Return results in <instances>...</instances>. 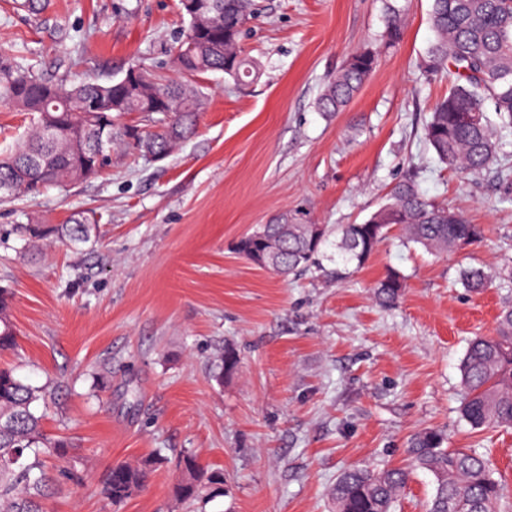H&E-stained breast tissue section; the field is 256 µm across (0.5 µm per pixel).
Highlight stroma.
<instances>
[{"instance_id": "35a3bbf8", "label": "stroma", "mask_w": 512, "mask_h": 512, "mask_svg": "<svg viewBox=\"0 0 512 512\" xmlns=\"http://www.w3.org/2000/svg\"><path fill=\"white\" fill-rule=\"evenodd\" d=\"M398 9L402 38L385 44ZM243 40L260 70L201 81L195 134L168 158L112 155L104 173L0 205V288L11 298L14 349L0 367L52 387L45 433L68 442L47 512H186L171 496L178 457L222 472L204 512H332L347 467L406 463L411 435L438 428L448 445L484 454L512 512V428L472 432L461 418L467 343L494 335L512 305V127L481 174L437 164L423 139L450 82L419 65L432 39L431 0H259ZM185 26L179 0H42L37 12L0 0V45L40 71L111 80L127 63L158 65ZM378 64L344 112H318L329 78L351 53ZM416 173L437 204L483 225L479 244L431 254L392 231L341 281L310 271L283 278L234 243L276 215L317 224L363 222ZM84 211L96 238L29 246L19 224L57 225ZM493 274L466 288L465 270ZM407 288L393 307L372 289L389 269ZM237 370L220 376L216 355ZM161 462L119 505L101 494L119 461Z\"/></svg>"}]
</instances>
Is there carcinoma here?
<instances>
[{"label": "carcinoma", "instance_id": "obj_1", "mask_svg": "<svg viewBox=\"0 0 512 512\" xmlns=\"http://www.w3.org/2000/svg\"><path fill=\"white\" fill-rule=\"evenodd\" d=\"M208 2L219 15L218 23L200 33L196 22L188 21L168 51L167 66L174 78L136 64L147 78L143 87L75 81L65 74L47 76L13 46L0 45V104L32 116L23 138L0 154V204L98 175L85 165L84 148L99 131L98 113L85 109L89 102L118 99L115 116L119 117L147 111L146 92L161 93L163 108L148 116L151 129L132 136L127 125L114 122L112 147L166 157L195 131L204 105L201 78L210 72L238 81L257 75L255 62L241 46L245 24L258 14L255 0ZM430 25L433 39L421 70L427 77L446 74L453 81L425 123V141L448 168L479 174L494 161L499 147L485 103L492 102L503 127H512V0H432ZM377 63L371 49L352 53L319 96V111L329 115L342 111ZM395 227L402 231L404 243L430 253L475 244L483 235L480 225L429 200L410 175L392 187L368 219L336 226L334 242L329 241L325 224L285 227L278 217L241 238L237 252L280 275L314 269L340 281L361 268ZM20 229L29 240L51 232L63 245L74 247L91 239L95 224L93 218L76 213L49 232L36 224H23ZM325 260L335 267L324 266ZM490 280L481 268L464 273L468 288H482ZM403 288L401 274L390 270L375 285L374 298L382 306H392ZM7 307V293L0 289V350L16 347ZM460 371L459 412L471 429L484 432L512 426V307L500 313L496 335L471 340ZM49 397L45 387L0 369V512H44L50 485L46 459L66 453L63 442L47 437L41 426L39 408ZM408 452L406 468L343 470L331 491L335 512H393L415 470L434 477L435 493L427 512H499L501 487L483 456L448 447L445 434L434 429L415 434ZM154 464L156 459L150 457L112 465L102 483L104 498L118 504L144 490ZM179 471L172 493L181 502L196 501L203 489L221 483V477L191 453L182 456Z\"/></svg>", "mask_w": 512, "mask_h": 512}]
</instances>
